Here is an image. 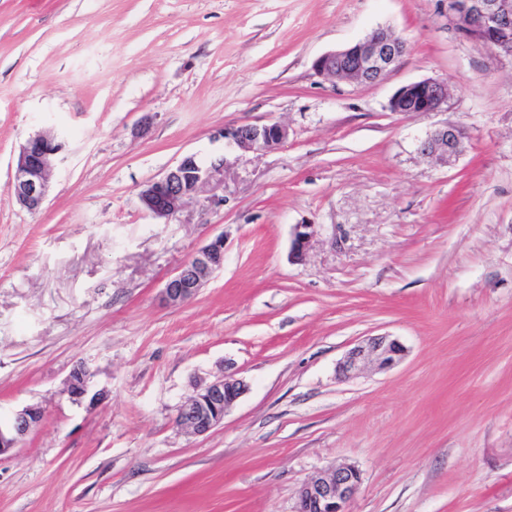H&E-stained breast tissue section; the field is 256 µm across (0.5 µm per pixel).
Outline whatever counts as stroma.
I'll return each mask as SVG.
<instances>
[{"label": "stroma", "mask_w": 512, "mask_h": 512, "mask_svg": "<svg viewBox=\"0 0 512 512\" xmlns=\"http://www.w3.org/2000/svg\"><path fill=\"white\" fill-rule=\"evenodd\" d=\"M381 26L406 43L384 81L315 75ZM425 78L447 108L388 110ZM273 122V150L216 137ZM448 124L466 150L443 166L416 143ZM41 131L64 149L30 211L11 163ZM189 154L225 158L223 184L145 214ZM218 235L223 269L164 305ZM381 335L395 366L338 377ZM80 362L92 409L66 392ZM228 373L249 389L223 423L178 430ZM28 405L45 419L0 462V512H294L339 464L361 472L349 512H512V58L443 0H0V408ZM317 236V227L313 224H298L295 225L290 256L296 261H303L306 258L308 250L312 241Z\"/></svg>", "instance_id": "1"}]
</instances>
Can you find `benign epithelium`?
<instances>
[{"mask_svg": "<svg viewBox=\"0 0 512 512\" xmlns=\"http://www.w3.org/2000/svg\"><path fill=\"white\" fill-rule=\"evenodd\" d=\"M450 28L462 39L484 45L503 56H512V45L504 37L512 32V0H444ZM406 52L405 43L383 27L373 30L341 49L326 52L313 63L321 77L374 84L385 80ZM450 85L446 79L425 78L401 86L390 98L391 112H438L448 106ZM288 127L278 123H243L221 129L225 144L243 152L277 148L288 138ZM63 143L38 132L22 146L10 178L18 204L30 211L43 205L50 190L56 156ZM420 154L450 164L465 150L464 134L455 124L430 132L418 143ZM224 171V160L208 165L187 155L162 177L144 185L139 193L140 208L158 219H168L192 200L213 177ZM317 236V225L294 227L290 256L302 261ZM224 267V235H217L198 249L165 284L162 299L169 306H181L194 299L208 278ZM404 355L401 343L389 336H373L350 349L338 364V373L350 378L367 364L381 369L395 365ZM91 372L81 363L74 367L66 391L76 404H98L103 393L90 391ZM244 380L232 375L197 387L175 416V425L192 435L209 433L224 421V415L245 394ZM44 410L26 406L0 421V458L14 453L19 442L43 421ZM361 485V473L353 465L332 466L301 484L294 512H347Z\"/></svg>", "mask_w": 512, "mask_h": 512, "instance_id": "1", "label": "benign epithelium"}]
</instances>
